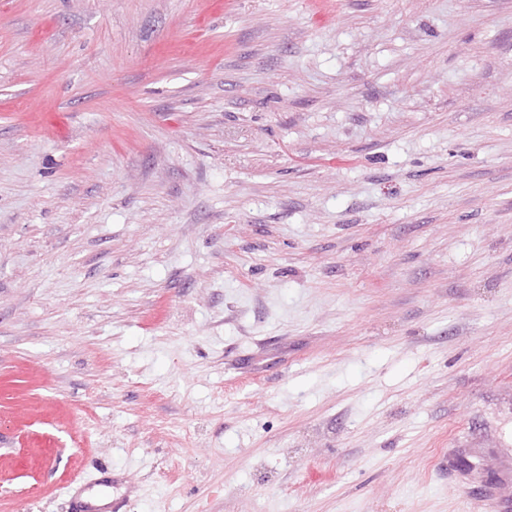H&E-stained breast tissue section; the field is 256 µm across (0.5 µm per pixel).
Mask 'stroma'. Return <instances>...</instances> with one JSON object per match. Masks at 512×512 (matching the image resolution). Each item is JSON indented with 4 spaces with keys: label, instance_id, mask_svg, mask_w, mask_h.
<instances>
[{
    "label": "stroma",
    "instance_id": "obj_1",
    "mask_svg": "<svg viewBox=\"0 0 512 512\" xmlns=\"http://www.w3.org/2000/svg\"><path fill=\"white\" fill-rule=\"evenodd\" d=\"M512 503V0H0V512Z\"/></svg>",
    "mask_w": 512,
    "mask_h": 512
}]
</instances>
